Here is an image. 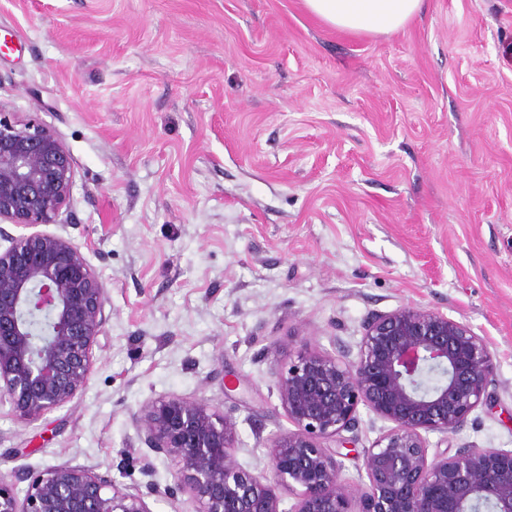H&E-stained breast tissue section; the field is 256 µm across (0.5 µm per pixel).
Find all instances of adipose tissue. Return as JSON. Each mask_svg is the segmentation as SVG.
I'll list each match as a JSON object with an SVG mask.
<instances>
[{"mask_svg": "<svg viewBox=\"0 0 512 512\" xmlns=\"http://www.w3.org/2000/svg\"><path fill=\"white\" fill-rule=\"evenodd\" d=\"M321 24L351 35H389L422 15L425 0H302Z\"/></svg>", "mask_w": 512, "mask_h": 512, "instance_id": "adipose-tissue-1", "label": "adipose tissue"}]
</instances>
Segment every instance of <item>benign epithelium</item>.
<instances>
[{"label": "benign epithelium", "mask_w": 512, "mask_h": 512, "mask_svg": "<svg viewBox=\"0 0 512 512\" xmlns=\"http://www.w3.org/2000/svg\"><path fill=\"white\" fill-rule=\"evenodd\" d=\"M73 158L50 126L0 104V403L28 424L86 386L105 335L107 290L80 249L36 230L71 206ZM496 370L488 341L462 321L407 305L363 324L355 357L304 351L277 374L294 429L276 436L259 471L235 454L233 420L205 398L170 396L133 418L138 439L170 461L195 512H512V449L429 454L486 401ZM389 423L363 457L366 482L342 477L336 452L359 407ZM24 498L0 479V512H151L135 489L93 467L20 469ZM297 495L286 511L279 489Z\"/></svg>", "instance_id": "benign-epithelium-1"}]
</instances>
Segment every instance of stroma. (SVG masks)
Segmentation results:
<instances>
[{
  "instance_id": "1",
  "label": "stroma",
  "mask_w": 512,
  "mask_h": 512,
  "mask_svg": "<svg viewBox=\"0 0 512 512\" xmlns=\"http://www.w3.org/2000/svg\"><path fill=\"white\" fill-rule=\"evenodd\" d=\"M0 102L66 143L69 237L110 318L85 389L39 420L0 406V479L88 466L151 512H194L133 414L178 395L236 424L246 469L291 430L298 352L357 351L406 305L491 346L485 404L431 446L512 449V0H426L389 35L301 0H0ZM367 409L342 476L387 429Z\"/></svg>"
}]
</instances>
